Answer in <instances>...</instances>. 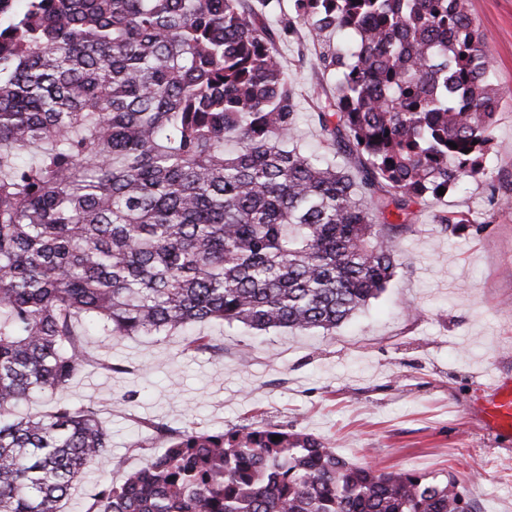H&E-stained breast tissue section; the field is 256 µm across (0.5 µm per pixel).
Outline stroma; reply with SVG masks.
<instances>
[{
    "label": "stroma",
    "instance_id": "stroma-1",
    "mask_svg": "<svg viewBox=\"0 0 512 512\" xmlns=\"http://www.w3.org/2000/svg\"><path fill=\"white\" fill-rule=\"evenodd\" d=\"M485 37L502 105L488 176L417 204L397 234L400 266L386 290L329 335L206 323L170 336H90L119 372L81 369L70 387L34 397L28 412L59 403L103 404L112 446L85 475L65 512H88L104 480L138 467L151 423L206 430L289 426L330 440L349 462L413 470L464 486L470 512H512V435H486L482 380L512 379V0H469ZM305 114L304 146L322 149L317 94L335 79L315 65L309 36L277 45ZM443 211L468 215L443 231ZM206 337L209 350L194 349Z\"/></svg>",
    "mask_w": 512,
    "mask_h": 512
}]
</instances>
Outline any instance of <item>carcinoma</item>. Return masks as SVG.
Here are the masks:
<instances>
[{
    "mask_svg": "<svg viewBox=\"0 0 512 512\" xmlns=\"http://www.w3.org/2000/svg\"><path fill=\"white\" fill-rule=\"evenodd\" d=\"M467 4L0 0V512H62L112 446L96 406L18 411L116 368L83 337L328 334L384 292L412 205L486 176L501 96ZM303 30L336 77L322 155L277 53ZM152 429L89 512H467L451 476L284 426Z\"/></svg>",
    "mask_w": 512,
    "mask_h": 512,
    "instance_id": "carcinoma-1",
    "label": "carcinoma"
}]
</instances>
